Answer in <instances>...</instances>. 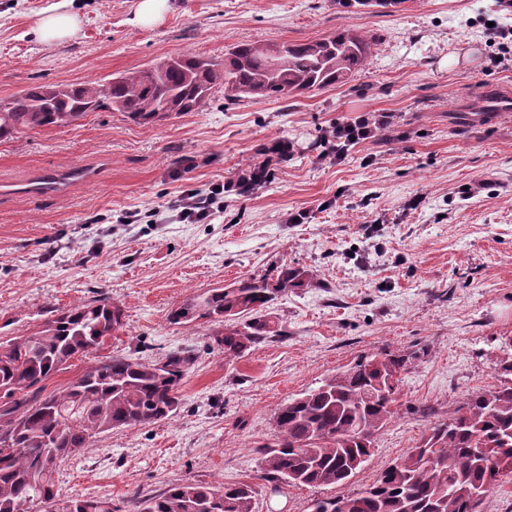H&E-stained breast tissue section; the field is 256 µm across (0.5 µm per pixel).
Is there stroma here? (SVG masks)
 Here are the masks:
<instances>
[{
  "label": "stroma",
  "mask_w": 512,
  "mask_h": 512,
  "mask_svg": "<svg viewBox=\"0 0 512 512\" xmlns=\"http://www.w3.org/2000/svg\"><path fill=\"white\" fill-rule=\"evenodd\" d=\"M57 0H0V99L38 84H78L178 54L220 59L235 43L304 42L348 28L378 37L350 83L288 100L227 103L216 86L196 112L139 124L124 113H89L68 127L24 130L0 142V342L36 332L52 313L109 298L124 326L104 347L69 361L44 383L67 386L99 360L136 354L163 360L191 350L194 366L168 421L112 431L65 460L63 497L135 498L169 484L245 482L255 512H312L317 499L373 484L447 418L490 387L498 339L512 336V65L494 67L485 20L512 30L493 0H403L344 8L338 0H167L150 27L131 22L136 0H73L77 37L48 46L35 35ZM471 59L445 61L460 44ZM360 112H391L398 139L324 155L325 127ZM270 182L226 192L198 224L168 204L184 188L208 194L235 181L268 148ZM98 169L69 195L31 196L39 174ZM491 179L480 196L463 186ZM308 220L292 224L288 214ZM288 265L313 271L311 287L276 300L284 334L225 361L206 319L169 323L189 297ZM421 351L405 375L395 414L362 469L343 486H281L263 478L257 446L276 434L274 413L360 356Z\"/></svg>",
  "instance_id": "1"
}]
</instances>
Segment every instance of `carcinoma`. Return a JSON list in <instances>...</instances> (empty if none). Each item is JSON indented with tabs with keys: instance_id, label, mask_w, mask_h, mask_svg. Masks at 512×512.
<instances>
[{
	"instance_id": "1",
	"label": "carcinoma",
	"mask_w": 512,
	"mask_h": 512,
	"mask_svg": "<svg viewBox=\"0 0 512 512\" xmlns=\"http://www.w3.org/2000/svg\"><path fill=\"white\" fill-rule=\"evenodd\" d=\"M373 35L338 28L302 43H239L217 62L195 55L166 57L104 82L35 85L0 100V141L24 129L72 125L90 112H122L149 124L171 112H195L212 89L224 98L261 101L295 97L348 81L363 70ZM314 274L281 266L272 275L212 288L171 311L173 324L207 319L221 327L215 342L224 360L283 335L272 303L311 285ZM123 309L104 298L61 310L31 335L0 344V512H114L100 498H61V462L113 430L172 419L192 364L185 351L161 362L112 355L64 389L42 395V382L77 357L100 348L123 328ZM418 352L362 356L321 384L282 404L276 439L256 449L270 482L289 486L344 485L371 455L375 436L392 418L402 382ZM496 383L472 395L429 427L419 444L369 487L314 504L313 512H480L501 477L512 475V336L493 368ZM137 512H254V488L244 482L177 483L140 500Z\"/></svg>"
}]
</instances>
